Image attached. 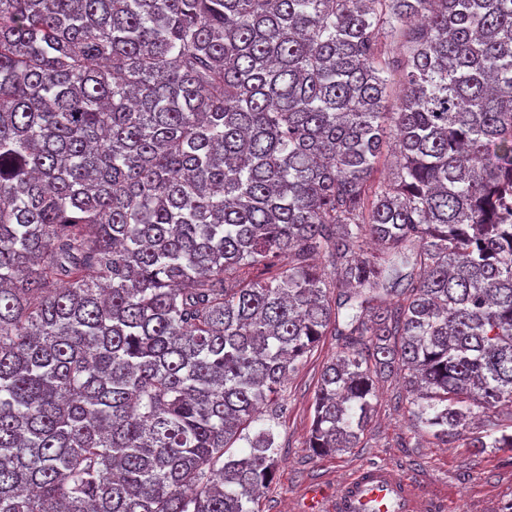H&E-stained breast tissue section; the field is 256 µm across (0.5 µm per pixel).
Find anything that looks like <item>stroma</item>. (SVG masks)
Returning a JSON list of instances; mask_svg holds the SVG:
<instances>
[{
  "label": "stroma",
  "mask_w": 512,
  "mask_h": 512,
  "mask_svg": "<svg viewBox=\"0 0 512 512\" xmlns=\"http://www.w3.org/2000/svg\"><path fill=\"white\" fill-rule=\"evenodd\" d=\"M336 351V339L322 338L308 359L286 382L276 417L279 468L262 499V512H308L309 495L319 491L328 512L343 481L370 463H387L414 476L438 498L436 512H501L512 500V451L497 448L475 453L469 436L443 446L418 436L411 398L397 383H382L371 427L360 447L328 457L306 446L314 419L313 400L323 365Z\"/></svg>",
  "instance_id": "35a3bbf8"
}]
</instances>
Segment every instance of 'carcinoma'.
I'll use <instances>...</instances> for the list:
<instances>
[{
	"mask_svg": "<svg viewBox=\"0 0 512 512\" xmlns=\"http://www.w3.org/2000/svg\"><path fill=\"white\" fill-rule=\"evenodd\" d=\"M326 334L315 456L512 421V0H0V512H260Z\"/></svg>",
	"mask_w": 512,
	"mask_h": 512,
	"instance_id": "obj_1",
	"label": "carcinoma"
}]
</instances>
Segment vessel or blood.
<instances>
[{
	"instance_id": "vessel-or-blood-1",
	"label": "vessel or blood",
	"mask_w": 512,
	"mask_h": 512,
	"mask_svg": "<svg viewBox=\"0 0 512 512\" xmlns=\"http://www.w3.org/2000/svg\"><path fill=\"white\" fill-rule=\"evenodd\" d=\"M433 501L389 466L357 471L336 496L334 512H432Z\"/></svg>"
}]
</instances>
